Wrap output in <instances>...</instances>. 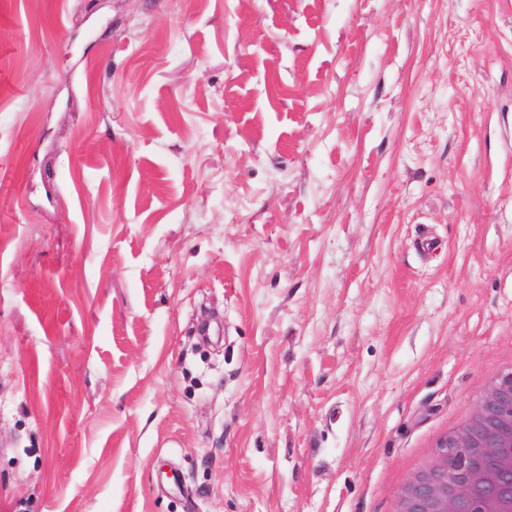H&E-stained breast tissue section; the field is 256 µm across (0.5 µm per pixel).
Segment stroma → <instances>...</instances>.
<instances>
[{"instance_id": "obj_1", "label": "stroma", "mask_w": 512, "mask_h": 512, "mask_svg": "<svg viewBox=\"0 0 512 512\" xmlns=\"http://www.w3.org/2000/svg\"><path fill=\"white\" fill-rule=\"evenodd\" d=\"M506 368L512 0H0V512H391Z\"/></svg>"}]
</instances>
